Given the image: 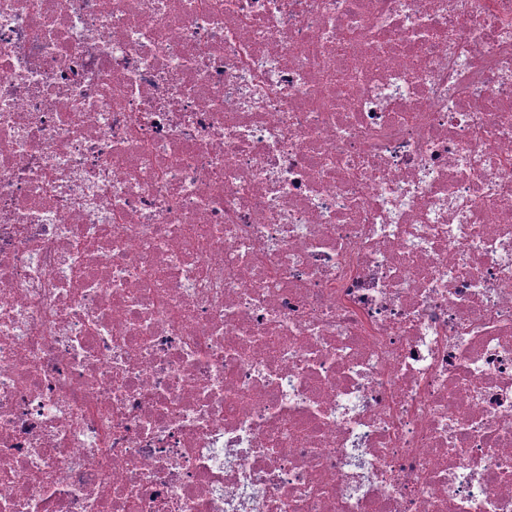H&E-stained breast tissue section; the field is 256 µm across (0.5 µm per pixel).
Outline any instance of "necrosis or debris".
Instances as JSON below:
<instances>
[{"label": "necrosis or debris", "instance_id": "1", "mask_svg": "<svg viewBox=\"0 0 512 512\" xmlns=\"http://www.w3.org/2000/svg\"><path fill=\"white\" fill-rule=\"evenodd\" d=\"M512 0H0V512H512Z\"/></svg>", "mask_w": 512, "mask_h": 512}]
</instances>
